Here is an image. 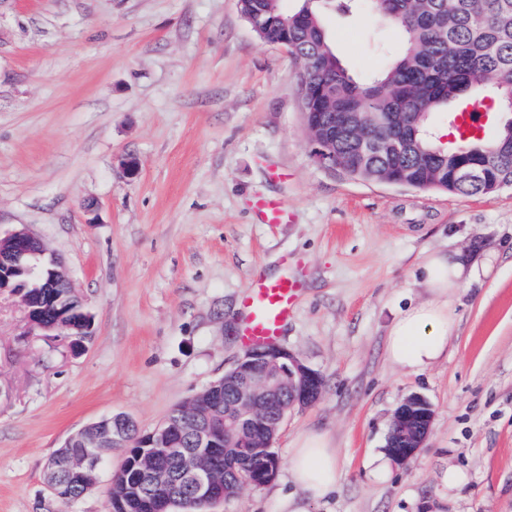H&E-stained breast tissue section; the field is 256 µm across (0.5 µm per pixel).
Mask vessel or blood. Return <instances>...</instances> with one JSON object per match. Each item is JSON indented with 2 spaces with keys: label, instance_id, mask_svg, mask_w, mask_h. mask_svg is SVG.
Here are the masks:
<instances>
[{
  "label": "vessel or blood",
  "instance_id": "vessel-or-blood-1",
  "mask_svg": "<svg viewBox=\"0 0 512 512\" xmlns=\"http://www.w3.org/2000/svg\"><path fill=\"white\" fill-rule=\"evenodd\" d=\"M255 216L262 224H285L292 215L276 198L257 200ZM302 292L298 275L281 271L269 276L257 273L241 302V336L249 347L277 341L293 317Z\"/></svg>",
  "mask_w": 512,
  "mask_h": 512
}]
</instances>
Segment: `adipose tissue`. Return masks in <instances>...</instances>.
Instances as JSON below:
<instances>
[{"label": "adipose tissue", "instance_id": "ef3b65f1", "mask_svg": "<svg viewBox=\"0 0 512 512\" xmlns=\"http://www.w3.org/2000/svg\"><path fill=\"white\" fill-rule=\"evenodd\" d=\"M476 268V261L461 252L424 255L417 282L427 297L400 310L388 328L386 356L393 365L419 374L444 356L457 328L453 300ZM288 475L294 490L277 495L274 512H309L311 502L332 496L339 467L327 432L308 431L295 440Z\"/></svg>", "mask_w": 512, "mask_h": 512}]
</instances>
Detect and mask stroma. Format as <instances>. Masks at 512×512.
Wrapping results in <instances>:
<instances>
[{
  "instance_id": "obj_1",
  "label": "stroma",
  "mask_w": 512,
  "mask_h": 512,
  "mask_svg": "<svg viewBox=\"0 0 512 512\" xmlns=\"http://www.w3.org/2000/svg\"><path fill=\"white\" fill-rule=\"evenodd\" d=\"M325 24L360 76L398 41L368 8ZM300 72L238 0H0V232L41 239L94 319L74 356L29 334L19 298L0 294V512H107L123 449L72 502L48 490V459L113 414L151 430L223 377L245 350L252 278L284 263L304 289L278 343L321 374L323 394L281 425L274 479L217 512H272L308 430L331 435L341 469L310 512H512V185L460 197L322 167ZM260 196L293 221L257 223ZM455 250L490 267L454 301L447 356L408 373L385 356L389 324L425 298L421 256ZM415 393L435 409L425 445L372 482L365 463Z\"/></svg>"
}]
</instances>
